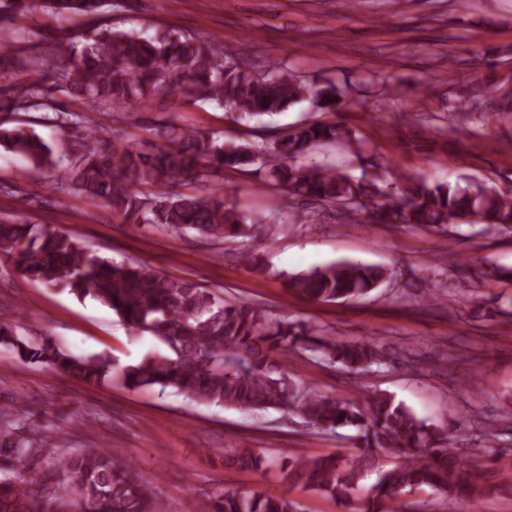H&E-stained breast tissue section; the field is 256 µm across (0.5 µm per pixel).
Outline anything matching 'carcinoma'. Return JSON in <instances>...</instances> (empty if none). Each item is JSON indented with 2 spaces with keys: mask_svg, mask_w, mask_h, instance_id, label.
<instances>
[{
  "mask_svg": "<svg viewBox=\"0 0 512 512\" xmlns=\"http://www.w3.org/2000/svg\"><path fill=\"white\" fill-rule=\"evenodd\" d=\"M106 5L117 2L0 0V26L32 20L40 12L82 16L88 25L84 40L68 44L69 58L61 68L49 54L18 57L0 43V112H39L41 120L77 132L68 164L61 168L53 147L35 132L0 127V147L32 169L57 172V190L99 199L132 224H154L176 235L195 231L222 242L248 236L259 220L226 196L203 189L185 193L178 187L257 165L283 191L282 209L293 208L298 198H310L356 224L512 228V191L504 194L473 178L463 185H431L401 177L387 163L359 178L297 164L318 147L353 144L352 131L342 121L300 123L271 141L249 130L223 140L214 132L166 121L154 125L150 141L127 136L116 127L121 109L162 108L178 98L186 104L209 102L247 127L305 100L336 112L347 105L350 92L330 81L301 79L279 64L261 69L245 60V43L229 51L169 29L148 37L118 30L105 17ZM56 68L76 101L115 109L112 123H86L79 113L51 101L43 73ZM13 70L26 78L12 76ZM0 257L47 288L108 307L130 332L148 333L166 346V352L118 371L131 390L159 386L197 404L250 412L281 409L316 429L357 430V443L343 456L301 453L284 460L282 475L291 486L332 498L347 512H406L401 498L422 489L478 504L495 488L493 465L501 457L461 455L452 433L419 418L393 395L337 397L288 376V358L306 351L357 379L397 361L374 341L345 340L306 322L273 321L249 303L227 301L146 263L102 257L67 233L20 219L0 221ZM385 275L378 266L335 262L290 274L285 286L309 302L346 301L369 293ZM0 345L24 364L87 384L112 379L109 358L77 357L47 338H21L2 313ZM28 419L21 401L13 413L0 410V456L23 468L0 473V512H153L150 486L109 446L59 455L42 467L59 433L35 430L23 436ZM382 452L392 459L389 468L380 470ZM225 463L256 471L264 459L241 448ZM375 470L377 482L362 488ZM207 512H297V504L284 495L229 490Z\"/></svg>",
  "mask_w": 512,
  "mask_h": 512,
  "instance_id": "1",
  "label": "carcinoma"
}]
</instances>
